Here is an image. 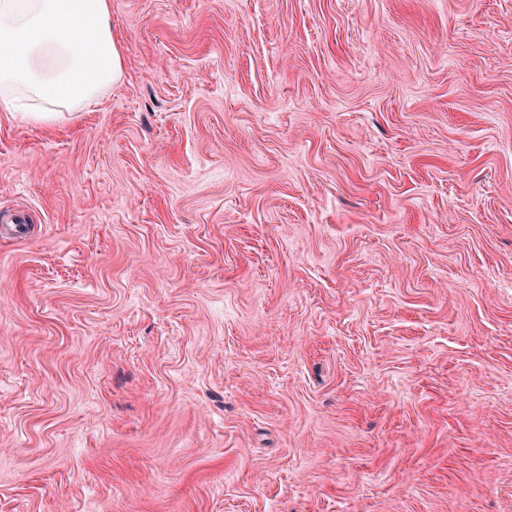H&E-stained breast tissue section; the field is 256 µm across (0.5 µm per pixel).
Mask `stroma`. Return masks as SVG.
<instances>
[{
    "label": "stroma",
    "mask_w": 512,
    "mask_h": 512,
    "mask_svg": "<svg viewBox=\"0 0 512 512\" xmlns=\"http://www.w3.org/2000/svg\"><path fill=\"white\" fill-rule=\"evenodd\" d=\"M0 111V512H512V0H112ZM123 73L112 0L0 1V109L51 124L84 112Z\"/></svg>",
    "instance_id": "obj_1"
}]
</instances>
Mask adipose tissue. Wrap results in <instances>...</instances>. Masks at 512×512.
<instances>
[{"label": "adipose tissue", "instance_id": "1", "mask_svg": "<svg viewBox=\"0 0 512 512\" xmlns=\"http://www.w3.org/2000/svg\"><path fill=\"white\" fill-rule=\"evenodd\" d=\"M124 73L112 0H0V109L50 124Z\"/></svg>", "mask_w": 512, "mask_h": 512}]
</instances>
